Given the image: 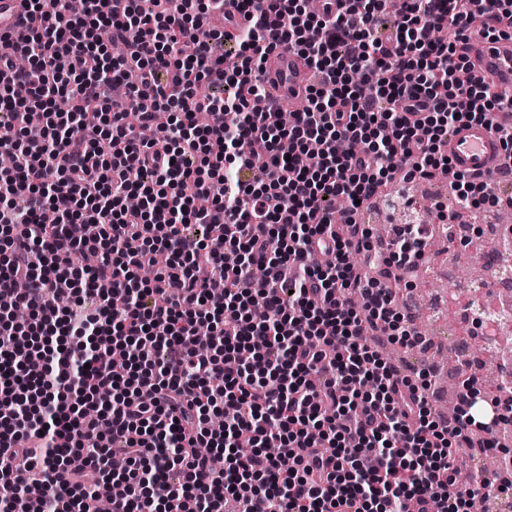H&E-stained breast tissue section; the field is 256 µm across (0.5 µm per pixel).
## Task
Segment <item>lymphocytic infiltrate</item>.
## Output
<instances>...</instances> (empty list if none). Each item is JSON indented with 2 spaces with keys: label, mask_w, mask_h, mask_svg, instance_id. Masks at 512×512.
Masks as SVG:
<instances>
[{
  "label": "lymphocytic infiltrate",
  "mask_w": 512,
  "mask_h": 512,
  "mask_svg": "<svg viewBox=\"0 0 512 512\" xmlns=\"http://www.w3.org/2000/svg\"><path fill=\"white\" fill-rule=\"evenodd\" d=\"M25 2V37L0 33V298L28 312L0 310V512H471L499 488L511 458L462 486L452 457L498 447L512 401L468 421L473 373L433 415L430 377L368 342H420L392 285L423 225L384 256L356 215L451 173L452 128L512 110L462 48L512 28V0H239L230 36L202 27L213 0ZM282 46L322 76L284 125L262 79ZM451 175L465 209L498 206L491 180ZM80 251L96 264L64 262Z\"/></svg>",
  "instance_id": "obj_1"
}]
</instances>
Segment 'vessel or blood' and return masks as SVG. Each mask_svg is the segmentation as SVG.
I'll use <instances>...</instances> for the list:
<instances>
[{"label":"vessel or blood","mask_w":512,"mask_h":512,"mask_svg":"<svg viewBox=\"0 0 512 512\" xmlns=\"http://www.w3.org/2000/svg\"><path fill=\"white\" fill-rule=\"evenodd\" d=\"M24 19L22 0H0V32L15 40L24 37ZM467 54L473 69L491 76L497 89L512 91V40H472ZM263 79L267 98L289 110L303 98L316 76L298 53L279 48L267 56ZM446 151L453 171L458 173L488 177L501 168V142L486 122L451 129Z\"/></svg>","instance_id":"vessel-or-blood-1"}]
</instances>
